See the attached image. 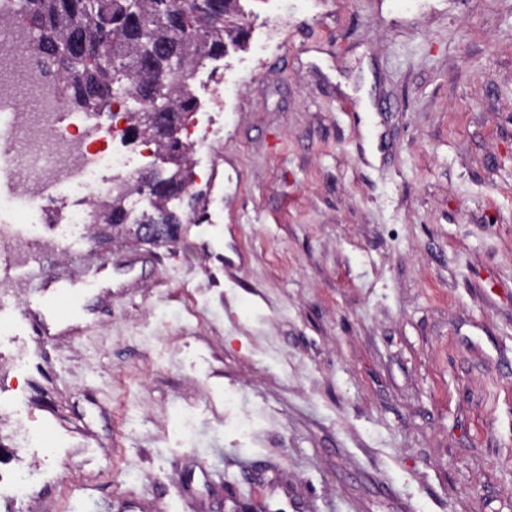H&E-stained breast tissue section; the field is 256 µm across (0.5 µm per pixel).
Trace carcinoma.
I'll use <instances>...</instances> for the list:
<instances>
[{"instance_id": "cac0c4a2", "label": "carcinoma", "mask_w": 512, "mask_h": 512, "mask_svg": "<svg viewBox=\"0 0 512 512\" xmlns=\"http://www.w3.org/2000/svg\"><path fill=\"white\" fill-rule=\"evenodd\" d=\"M236 0H16L12 15L24 27L16 48L36 56L45 67L62 74L56 91L76 109L103 112L112 100L133 87L148 97L147 111L134 113L124 133L160 143L172 164L165 175L149 172L148 191L158 204L153 212L130 220L123 206L128 182L113 191L106 223L123 226L138 240L173 238L181 219L163 201L187 190L192 172L185 164L187 148L155 129L146 112H162L179 127L194 108L185 91L161 84V79L185 72L205 59L224 53L236 43L241 29L227 25ZM152 226L146 237L143 229Z\"/></svg>"}]
</instances>
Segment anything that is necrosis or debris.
<instances>
[{"instance_id": "1", "label": "necrosis or debris", "mask_w": 512, "mask_h": 512, "mask_svg": "<svg viewBox=\"0 0 512 512\" xmlns=\"http://www.w3.org/2000/svg\"><path fill=\"white\" fill-rule=\"evenodd\" d=\"M113 133L60 109L39 71L12 44L0 45V245L19 263L30 260L32 235L19 213L66 207L58 237L67 243L73 229L97 223L114 181L141 172L158 151L152 142L137 151L107 146Z\"/></svg>"}]
</instances>
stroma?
I'll use <instances>...</instances> for the list:
<instances>
[{"instance_id": "35a3bbf8", "label": "stroma", "mask_w": 512, "mask_h": 512, "mask_svg": "<svg viewBox=\"0 0 512 512\" xmlns=\"http://www.w3.org/2000/svg\"><path fill=\"white\" fill-rule=\"evenodd\" d=\"M223 189L175 240L101 227L40 279L121 270L88 327L0 322V512H512V0H239ZM222 253L231 269L211 260ZM31 474L0 473V498L28 500L30 496Z\"/></svg>"}]
</instances>
